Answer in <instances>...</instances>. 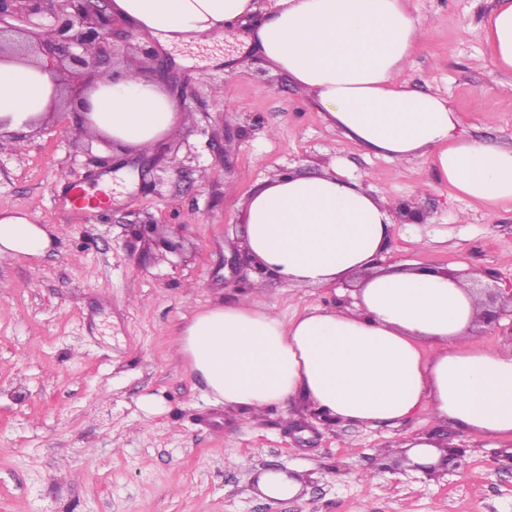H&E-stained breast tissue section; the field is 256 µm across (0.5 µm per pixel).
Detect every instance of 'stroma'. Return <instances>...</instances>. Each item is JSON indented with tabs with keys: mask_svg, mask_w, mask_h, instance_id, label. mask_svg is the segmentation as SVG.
<instances>
[{
	"mask_svg": "<svg viewBox=\"0 0 512 512\" xmlns=\"http://www.w3.org/2000/svg\"><path fill=\"white\" fill-rule=\"evenodd\" d=\"M498 0H410L430 21L404 77L445 97L465 137L512 144V73L489 58L481 22ZM244 28L186 50L133 30L112 65L149 49L168 64L178 131L146 153L89 143L67 124L0 147V212L28 213L58 233L39 256L0 259V512H512V437L481 438L417 413L374 428L318 418L292 399L259 421L208 400L177 354L200 308L234 300L222 265L239 244L255 184L308 175L335 159L377 196L418 208L395 217L382 265L486 274L512 288V203L458 196L434 167L366 155L313 101L246 47ZM105 185L91 216L62 206L71 183ZM177 231L182 254L131 243L130 222ZM351 287L288 288L267 279L263 302L283 319L350 303ZM161 410L147 414L143 401ZM447 435L459 464L429 476L403 466L400 444ZM302 476L274 499L258 479Z\"/></svg>",
	"mask_w": 512,
	"mask_h": 512,
	"instance_id": "35a3bbf8",
	"label": "stroma"
}]
</instances>
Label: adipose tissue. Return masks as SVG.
<instances>
[{"label": "adipose tissue", "mask_w": 512, "mask_h": 512, "mask_svg": "<svg viewBox=\"0 0 512 512\" xmlns=\"http://www.w3.org/2000/svg\"><path fill=\"white\" fill-rule=\"evenodd\" d=\"M112 12L168 45L205 42L251 23L249 40L273 69L312 95L319 112L367 153L432 162L458 194L495 208L512 202V147L456 135L444 97L409 88L404 73L425 24L406 0H113ZM489 57L512 71V0L483 19ZM59 91L52 74L0 61V119L26 130ZM92 126L126 146L152 144L177 123L175 99L154 81L122 74L87 94ZM241 222L251 254L283 284L330 288L353 278V302L309 306L283 320L253 289L198 310L178 352L210 400L250 412L298 396L332 421L371 427L421 411L483 437L512 435V342L475 346L483 310L470 280L380 260L392 212L339 165L314 176L259 183ZM49 228L0 214V257L35 256ZM430 344L423 355L422 344Z\"/></svg>", "instance_id": "ef3b65f1"}]
</instances>
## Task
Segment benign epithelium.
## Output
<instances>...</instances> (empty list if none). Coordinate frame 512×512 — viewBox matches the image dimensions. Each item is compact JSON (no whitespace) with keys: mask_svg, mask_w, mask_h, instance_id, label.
Segmentation results:
<instances>
[{"mask_svg":"<svg viewBox=\"0 0 512 512\" xmlns=\"http://www.w3.org/2000/svg\"><path fill=\"white\" fill-rule=\"evenodd\" d=\"M112 0H0V60L31 58L50 70L70 99L80 100L84 82L112 76L103 70L111 62L114 41L128 38L114 18ZM57 122L83 125L82 113L61 106L51 112ZM140 233L158 237L165 251L177 253L179 240L144 222Z\"/></svg>","mask_w":512,"mask_h":512,"instance_id":"benign-epithelium-1","label":"benign epithelium"}]
</instances>
